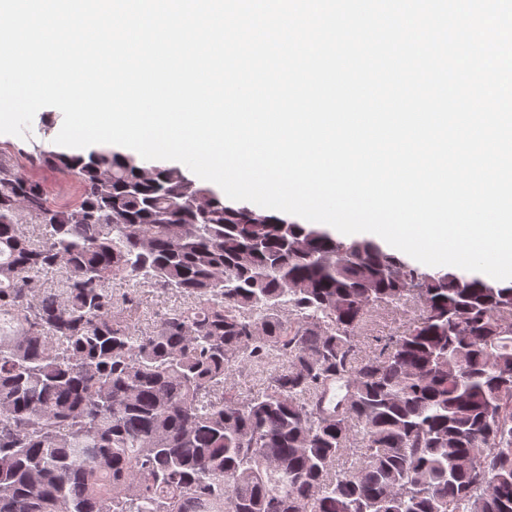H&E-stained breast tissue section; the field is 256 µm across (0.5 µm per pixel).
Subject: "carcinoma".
I'll use <instances>...</instances> for the list:
<instances>
[{
	"instance_id": "cac0c4a2",
	"label": "carcinoma",
	"mask_w": 512,
	"mask_h": 512,
	"mask_svg": "<svg viewBox=\"0 0 512 512\" xmlns=\"http://www.w3.org/2000/svg\"><path fill=\"white\" fill-rule=\"evenodd\" d=\"M40 159L79 192L0 153V512H512V285L255 224L177 167ZM116 281L125 312L145 283L189 302L138 333ZM410 324V316L402 311L388 310L374 316L367 329L361 332L362 350L372 354L386 336L401 334Z\"/></svg>"
}]
</instances>
